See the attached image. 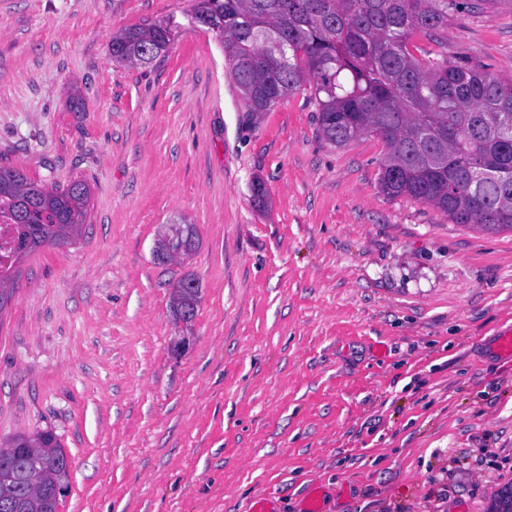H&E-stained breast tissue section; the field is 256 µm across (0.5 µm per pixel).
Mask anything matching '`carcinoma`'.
<instances>
[{
    "label": "carcinoma",
    "instance_id": "carcinoma-1",
    "mask_svg": "<svg viewBox=\"0 0 512 512\" xmlns=\"http://www.w3.org/2000/svg\"><path fill=\"white\" fill-rule=\"evenodd\" d=\"M457 0H195L192 22L216 33L249 112H268L309 85L318 129L336 146L375 135L387 152L380 187L433 206L454 224L512 231V82L469 64L418 61L416 33L448 25ZM177 26L150 23L112 37V58L133 66L167 49ZM89 187H38L19 170L0 168V224L15 229L0 265V296L10 271L45 245L73 243L86 220ZM193 225H176L165 252L188 255ZM199 281L182 278L171 298L175 320L191 325ZM0 451V512H56L46 492L68 481L58 437L37 431Z\"/></svg>",
    "mask_w": 512,
    "mask_h": 512
}]
</instances>
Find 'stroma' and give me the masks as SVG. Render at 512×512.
I'll list each match as a JSON object with an SVG mask.
<instances>
[{
    "instance_id": "obj_1",
    "label": "stroma",
    "mask_w": 512,
    "mask_h": 512,
    "mask_svg": "<svg viewBox=\"0 0 512 512\" xmlns=\"http://www.w3.org/2000/svg\"><path fill=\"white\" fill-rule=\"evenodd\" d=\"M193 0H0V167L90 199L0 309V446L49 428L71 461L57 512H450L512 480V232L379 188L384 142L322 139L301 89L249 116ZM171 21L152 64L114 34ZM420 58L512 81V0L451 11ZM262 181L265 201L251 186ZM195 226L180 264L169 225ZM186 275L192 328L170 313Z\"/></svg>"
}]
</instances>
